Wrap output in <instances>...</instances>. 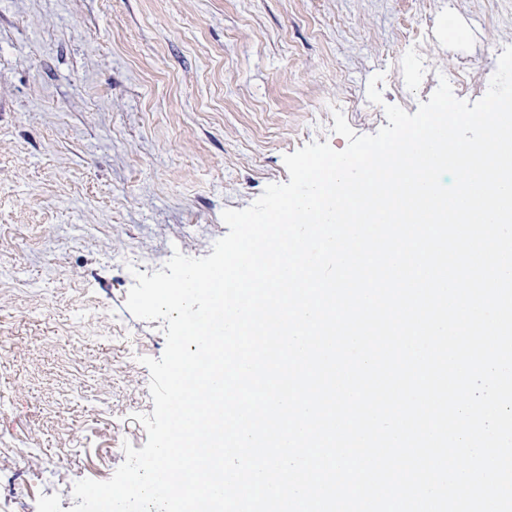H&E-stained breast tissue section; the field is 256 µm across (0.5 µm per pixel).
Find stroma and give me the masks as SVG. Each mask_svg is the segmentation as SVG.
Listing matches in <instances>:
<instances>
[{
	"label": "stroma",
	"mask_w": 512,
	"mask_h": 512,
	"mask_svg": "<svg viewBox=\"0 0 512 512\" xmlns=\"http://www.w3.org/2000/svg\"><path fill=\"white\" fill-rule=\"evenodd\" d=\"M512 0H0V512L105 481L142 448L163 321L133 271L210 255L285 154L475 102Z\"/></svg>",
	"instance_id": "stroma-1"
}]
</instances>
